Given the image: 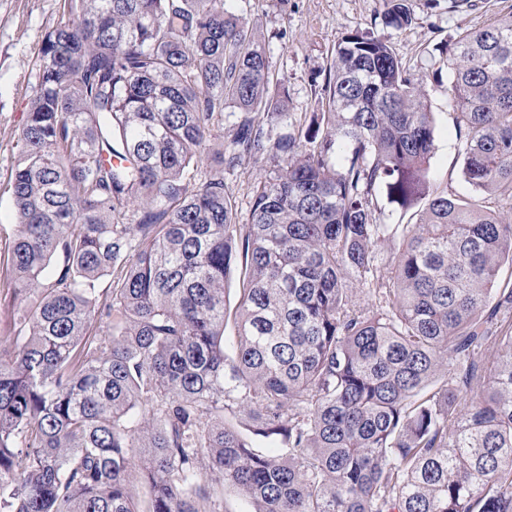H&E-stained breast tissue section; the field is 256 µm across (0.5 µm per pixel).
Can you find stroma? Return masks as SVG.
I'll return each mask as SVG.
<instances>
[{
	"instance_id": "stroma-1",
	"label": "stroma",
	"mask_w": 512,
	"mask_h": 512,
	"mask_svg": "<svg viewBox=\"0 0 512 512\" xmlns=\"http://www.w3.org/2000/svg\"><path fill=\"white\" fill-rule=\"evenodd\" d=\"M471 2L454 10L449 0H408L412 22L404 28L384 25L385 0H225V6L256 26L274 81L290 93V118L278 129L282 135L293 133L297 120L322 111L331 51L342 35L370 31L387 40L403 67L426 83L435 122L431 175L440 190L455 197L466 195L467 186L448 96V49L463 30L485 27L512 10V0ZM62 8L63 0H0V271L6 268L16 224L10 171L36 91L28 62ZM269 171L263 157L225 171L224 188L235 203L237 223H249L252 188Z\"/></svg>"
}]
</instances>
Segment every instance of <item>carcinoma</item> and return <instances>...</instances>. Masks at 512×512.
I'll return each mask as SVG.
<instances>
[{"instance_id": "cac0c4a2", "label": "carcinoma", "mask_w": 512, "mask_h": 512, "mask_svg": "<svg viewBox=\"0 0 512 512\" xmlns=\"http://www.w3.org/2000/svg\"><path fill=\"white\" fill-rule=\"evenodd\" d=\"M448 53L468 199L432 182L424 80L380 36L336 42L326 110L283 137L288 88L224 0H64L10 173L13 294L39 300L0 345V512H223L226 489L248 512H512V220L479 204L512 211V11ZM260 156L238 224L224 170ZM381 190L416 223L374 222ZM239 116L240 114L236 110L231 108L224 110V125H221L219 128L217 127L212 131V137L209 143L211 148H219L222 141H224V145L230 142Z\"/></svg>"}]
</instances>
